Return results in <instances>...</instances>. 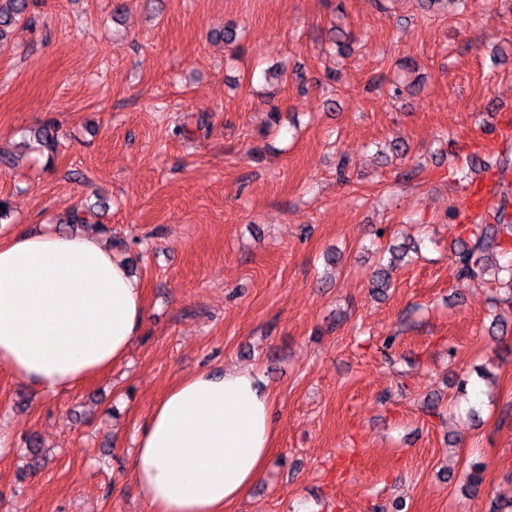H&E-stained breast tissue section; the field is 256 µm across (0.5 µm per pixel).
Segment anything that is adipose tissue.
Listing matches in <instances>:
<instances>
[{"label":"adipose tissue","instance_id":"ef3b65f1","mask_svg":"<svg viewBox=\"0 0 512 512\" xmlns=\"http://www.w3.org/2000/svg\"><path fill=\"white\" fill-rule=\"evenodd\" d=\"M147 316L142 287L85 234L0 243V366L47 392L123 361ZM273 397L247 370L179 379L138 431L132 478L145 512H231L267 468Z\"/></svg>","mask_w":512,"mask_h":512}]
</instances>
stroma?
Here are the masks:
<instances>
[{"instance_id": "obj_1", "label": "stroma", "mask_w": 512, "mask_h": 512, "mask_svg": "<svg viewBox=\"0 0 512 512\" xmlns=\"http://www.w3.org/2000/svg\"><path fill=\"white\" fill-rule=\"evenodd\" d=\"M115 3L32 0L0 50V241L95 207L148 312L78 388L0 367V512H143L137 428L178 379L226 367L275 401L270 462L232 512L511 501L512 308L452 254L484 221L461 206L483 146L512 154V0ZM228 23L239 50L215 36ZM49 120L54 161L8 167ZM399 246L419 252L373 294Z\"/></svg>"}]
</instances>
